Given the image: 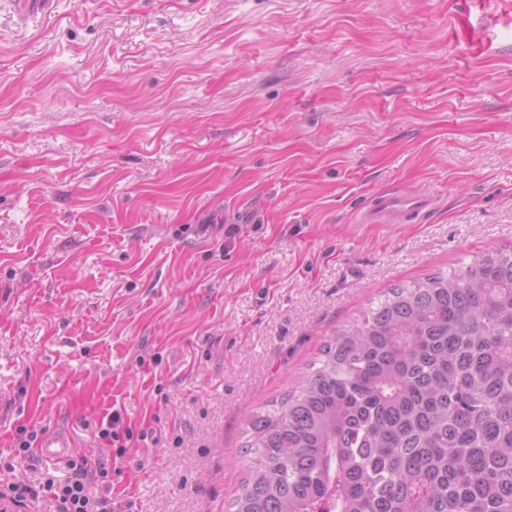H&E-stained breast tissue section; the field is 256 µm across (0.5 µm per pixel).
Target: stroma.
<instances>
[{
  "instance_id": "obj_1",
  "label": "stroma",
  "mask_w": 512,
  "mask_h": 512,
  "mask_svg": "<svg viewBox=\"0 0 512 512\" xmlns=\"http://www.w3.org/2000/svg\"><path fill=\"white\" fill-rule=\"evenodd\" d=\"M384 190L436 207L360 223ZM510 245L512 0H0L17 477V429L59 427L117 458L115 512H224L338 329Z\"/></svg>"
}]
</instances>
